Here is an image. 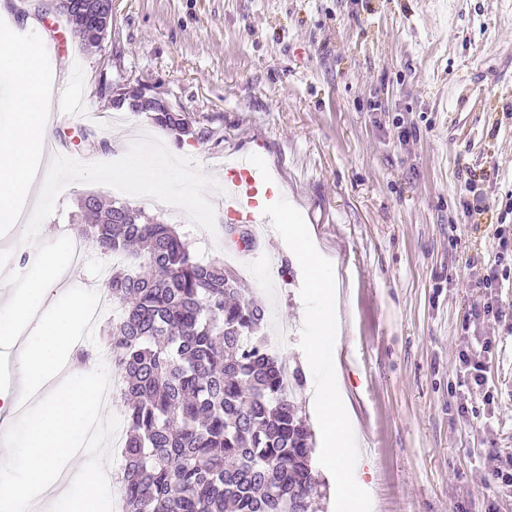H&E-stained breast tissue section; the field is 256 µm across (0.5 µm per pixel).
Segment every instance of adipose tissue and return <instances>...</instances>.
<instances>
[{
  "instance_id": "adipose-tissue-1",
  "label": "adipose tissue",
  "mask_w": 512,
  "mask_h": 512,
  "mask_svg": "<svg viewBox=\"0 0 512 512\" xmlns=\"http://www.w3.org/2000/svg\"><path fill=\"white\" fill-rule=\"evenodd\" d=\"M0 70L13 76L7 112L0 117V223L10 224L17 202L35 190L33 159L45 149L51 103L35 55L2 51ZM61 273L59 257L46 256L25 288L0 305V344L20 346L26 382L45 393L41 408L19 419L8 394L0 392V422L8 429L0 453V512H26L38 498L52 502L56 512H97L108 488L98 465L74 464L80 439L104 411L95 389L83 384L63 394L45 389L73 348L74 327L87 320L84 297L71 294L55 302L48 318L33 323Z\"/></svg>"
}]
</instances>
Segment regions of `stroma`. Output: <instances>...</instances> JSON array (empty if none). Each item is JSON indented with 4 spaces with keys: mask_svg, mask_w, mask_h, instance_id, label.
<instances>
[{
    "mask_svg": "<svg viewBox=\"0 0 512 512\" xmlns=\"http://www.w3.org/2000/svg\"><path fill=\"white\" fill-rule=\"evenodd\" d=\"M52 41L50 143L71 170L29 200L33 219L0 225V304L43 254L74 232L77 200L142 203L123 177L132 154H164L187 182H209L189 221L165 211L199 260L223 259L228 226L216 191L225 157L250 154L303 215L341 290L336 347L363 448L355 478L371 512H512V287L480 317L476 281L512 226V0H113L112 32L85 48L53 0H0V49ZM139 84L179 108L204 137L178 142L147 114H117L104 86ZM78 97L96 112L67 120ZM476 175V189L465 180ZM481 210L464 217L463 204ZM249 288L267 322L295 333L281 355L301 370L303 416L314 387L297 338L302 273L272 225L255 224ZM491 339L485 389L463 387L459 352Z\"/></svg>",
    "mask_w": 512,
    "mask_h": 512,
    "instance_id": "stroma-1",
    "label": "stroma"
}]
</instances>
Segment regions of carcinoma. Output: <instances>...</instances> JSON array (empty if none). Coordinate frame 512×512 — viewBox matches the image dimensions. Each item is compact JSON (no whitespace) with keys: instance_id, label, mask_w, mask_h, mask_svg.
<instances>
[{"instance_id":"carcinoma-1","label":"carcinoma","mask_w":512,"mask_h":512,"mask_svg":"<svg viewBox=\"0 0 512 512\" xmlns=\"http://www.w3.org/2000/svg\"><path fill=\"white\" fill-rule=\"evenodd\" d=\"M152 121L202 138L180 117ZM77 218L101 254L127 257L103 287L112 365L124 385L127 512H310L321 494L312 434L282 387L283 362L262 332L265 308L216 260L202 264L171 224L133 203L88 195Z\"/></svg>"}]
</instances>
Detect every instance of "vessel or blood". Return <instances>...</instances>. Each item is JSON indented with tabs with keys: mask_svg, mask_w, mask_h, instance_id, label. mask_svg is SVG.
<instances>
[{
	"mask_svg": "<svg viewBox=\"0 0 512 512\" xmlns=\"http://www.w3.org/2000/svg\"><path fill=\"white\" fill-rule=\"evenodd\" d=\"M264 171L254 159L243 157L224 167V216L249 224H264L268 218L258 202Z\"/></svg>",
	"mask_w": 512,
	"mask_h": 512,
	"instance_id": "vessel-or-blood-1",
	"label": "vessel or blood"
}]
</instances>
